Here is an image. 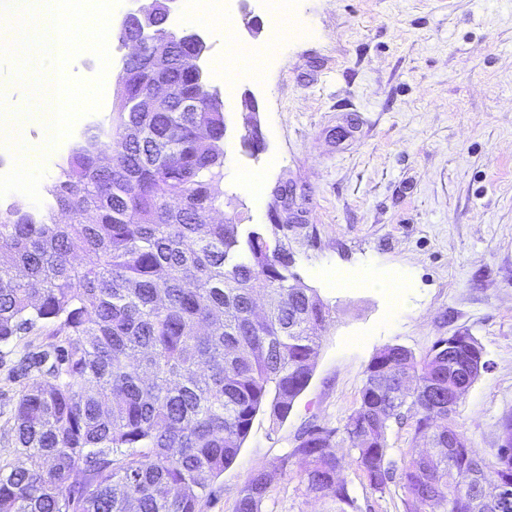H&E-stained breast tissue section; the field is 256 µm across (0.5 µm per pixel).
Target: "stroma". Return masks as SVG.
<instances>
[{
  "label": "stroma",
  "instance_id": "1",
  "mask_svg": "<svg viewBox=\"0 0 512 512\" xmlns=\"http://www.w3.org/2000/svg\"><path fill=\"white\" fill-rule=\"evenodd\" d=\"M112 14L115 53L104 72L106 104L90 123L109 128L129 45L125 15ZM173 0L175 32L205 41V82L224 112L227 214L266 227L274 190L288 191L292 270L331 308L306 389L285 420L260 411L236 459L211 484L201 512H233L247 476L272 464L308 428H336L356 406L365 370L385 345L424 356L442 336L465 330L489 367L469 389L457 421L472 448L497 461L498 427L512 415V0H296L303 34L264 57L261 80L235 71V47L279 40L281 22L260 13L246 29L241 0H210V20L193 25ZM260 108L264 149L242 145L241 99ZM264 175L255 192L245 175ZM366 285L347 288L337 272ZM403 282L401 298L379 288ZM47 338L32 330L0 347V465H23L12 415L22 387L23 348ZM301 460L276 479L263 512H326L299 481ZM360 512H404L401 490H372L360 471H342Z\"/></svg>",
  "mask_w": 512,
  "mask_h": 512
}]
</instances>
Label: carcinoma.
<instances>
[{"instance_id":"carcinoma-1","label":"carcinoma","mask_w":512,"mask_h":512,"mask_svg":"<svg viewBox=\"0 0 512 512\" xmlns=\"http://www.w3.org/2000/svg\"><path fill=\"white\" fill-rule=\"evenodd\" d=\"M161 7L151 31L125 28L122 41L157 37L188 56ZM164 78L175 96L163 111L140 112L124 96L109 130L87 129L95 148L71 150L47 214L0 210V346L36 327L51 339L19 359L44 381L20 391L12 419L26 463L0 465V512H200L256 415L268 407L284 420L311 379L330 308L291 272L286 245L270 249L268 234L286 238L288 225L212 220L224 196V112L184 67ZM184 97L196 111H181ZM262 140L258 124L246 128L249 152ZM480 351L474 337L453 347L441 337L420 359L382 347L343 428L314 426L273 470L252 472L234 512H262L294 457L307 493L329 512H357L340 472L353 466L388 490L387 431L407 415L404 512H469V491L512 487V416L493 465L448 443L464 435L457 409L488 369Z\"/></svg>"}]
</instances>
